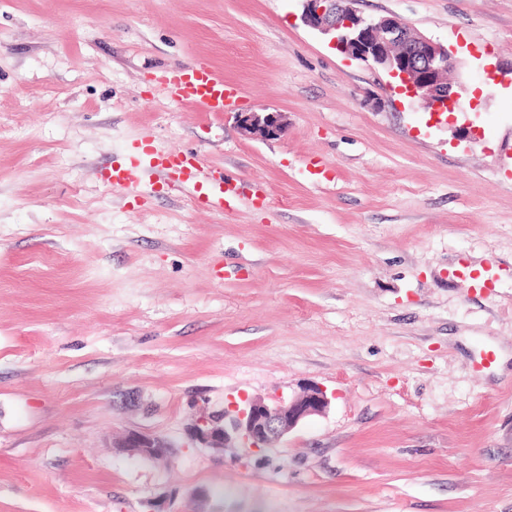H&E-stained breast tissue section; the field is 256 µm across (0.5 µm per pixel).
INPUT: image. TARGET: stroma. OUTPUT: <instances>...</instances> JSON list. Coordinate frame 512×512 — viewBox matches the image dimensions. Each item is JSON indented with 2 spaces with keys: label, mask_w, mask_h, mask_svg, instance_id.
Listing matches in <instances>:
<instances>
[{
  "label": "stroma",
  "mask_w": 512,
  "mask_h": 512,
  "mask_svg": "<svg viewBox=\"0 0 512 512\" xmlns=\"http://www.w3.org/2000/svg\"><path fill=\"white\" fill-rule=\"evenodd\" d=\"M357 7L454 50L448 122L301 0H0V512H512V0ZM199 62L241 98L170 100ZM144 135L268 205L108 188ZM309 383L330 407L278 447L187 435ZM238 122L244 128L264 138L279 136L284 128L281 112H241ZM171 444L160 436L142 432H129L118 444V447L129 448L130 451L150 460H161Z\"/></svg>",
  "instance_id": "obj_1"
}]
</instances>
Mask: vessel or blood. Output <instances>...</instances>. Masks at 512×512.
Returning a JSON list of instances; mask_svg holds the SVG:
<instances>
[{
    "mask_svg": "<svg viewBox=\"0 0 512 512\" xmlns=\"http://www.w3.org/2000/svg\"><path fill=\"white\" fill-rule=\"evenodd\" d=\"M164 88L177 103L203 112L223 111L239 93L236 85L225 82L216 71L204 65L172 71L164 81ZM102 180L110 187L135 194L145 193L161 183L189 192L197 209L213 213L235 206L242 197L238 185L225 181L220 170L204 169L196 155L146 137L131 149L124 166L107 168Z\"/></svg>",
    "mask_w": 512,
    "mask_h": 512,
    "instance_id": "b4317fda",
    "label": "vessel or blood"
}]
</instances>
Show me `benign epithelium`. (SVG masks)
<instances>
[{
	"mask_svg": "<svg viewBox=\"0 0 512 512\" xmlns=\"http://www.w3.org/2000/svg\"><path fill=\"white\" fill-rule=\"evenodd\" d=\"M302 2L307 25L330 37L339 52L382 69L431 114L440 116L459 105L460 95L447 78L458 64L452 49L395 16H363L357 0ZM238 122L264 138L277 137L284 128L280 112H240ZM330 403L327 391L311 384L275 403L258 398L231 402L219 414L196 418L188 432L205 448H274L299 424L324 414ZM118 447L161 460L171 444L160 436L135 431L127 433Z\"/></svg>",
	"mask_w": 512,
	"mask_h": 512,
	"instance_id": "7a95c632",
	"label": "benign epithelium"
}]
</instances>
